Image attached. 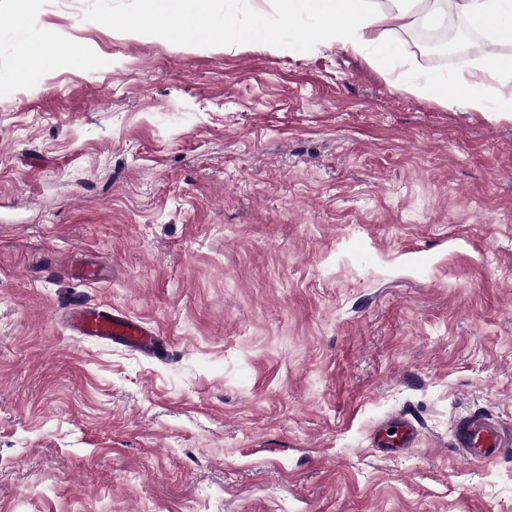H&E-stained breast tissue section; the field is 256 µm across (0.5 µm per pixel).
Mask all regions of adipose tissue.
I'll return each instance as SVG.
<instances>
[{"instance_id": "adipose-tissue-1", "label": "adipose tissue", "mask_w": 512, "mask_h": 512, "mask_svg": "<svg viewBox=\"0 0 512 512\" xmlns=\"http://www.w3.org/2000/svg\"><path fill=\"white\" fill-rule=\"evenodd\" d=\"M218 0H143L140 29L172 41L199 37L239 49L281 48V35L293 19L308 17L314 25L297 41L318 40L365 58L379 73L392 76L396 90L430 98L440 104L461 101L475 112L512 120V0H275L277 22L262 10L249 20L225 13L223 26L212 17ZM453 4L468 24L486 34L487 65L476 72L421 77L395 72L401 54L392 33L398 28L435 27Z\"/></svg>"}]
</instances>
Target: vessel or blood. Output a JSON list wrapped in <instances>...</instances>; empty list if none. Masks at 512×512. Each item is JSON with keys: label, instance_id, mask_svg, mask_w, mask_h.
Wrapping results in <instances>:
<instances>
[{"label": "vessel or blood", "instance_id": "1", "mask_svg": "<svg viewBox=\"0 0 512 512\" xmlns=\"http://www.w3.org/2000/svg\"><path fill=\"white\" fill-rule=\"evenodd\" d=\"M71 329L80 336L103 340H122L129 346L156 351L155 330L144 322L103 306L74 305L69 312ZM454 444L470 462H486L505 453L506 448L496 424L481 415L456 418ZM416 440L414 425L405 418L388 420L379 431L378 442L384 448H411Z\"/></svg>", "mask_w": 512, "mask_h": 512}]
</instances>
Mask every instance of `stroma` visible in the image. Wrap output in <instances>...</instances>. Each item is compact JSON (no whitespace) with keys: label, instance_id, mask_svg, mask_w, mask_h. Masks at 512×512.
I'll return each mask as SVG.
<instances>
[{"label":"stroma","instance_id":"stroma-1","mask_svg":"<svg viewBox=\"0 0 512 512\" xmlns=\"http://www.w3.org/2000/svg\"><path fill=\"white\" fill-rule=\"evenodd\" d=\"M141 0H0V512H512V120L362 57L175 44ZM469 25L433 60L481 66ZM85 62L20 73L46 35ZM97 265L90 284L70 274ZM163 358L71 334L72 305ZM403 415L415 448L375 447ZM71 329L77 336L95 339H120L132 347L144 348L155 353L158 339L155 330L144 322L112 311L104 306L74 305L69 312ZM453 434L455 448L469 462H487L507 451L496 424L481 415L456 418Z\"/></svg>","mask_w":512,"mask_h":512}]
</instances>
